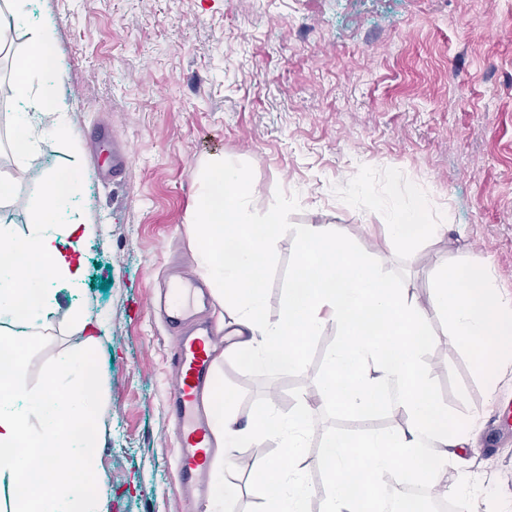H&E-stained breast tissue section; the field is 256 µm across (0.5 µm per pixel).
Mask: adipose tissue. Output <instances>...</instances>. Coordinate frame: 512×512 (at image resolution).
Returning a JSON list of instances; mask_svg holds the SVG:
<instances>
[{"label":"adipose tissue","mask_w":512,"mask_h":512,"mask_svg":"<svg viewBox=\"0 0 512 512\" xmlns=\"http://www.w3.org/2000/svg\"><path fill=\"white\" fill-rule=\"evenodd\" d=\"M55 36L50 22H40L29 54L18 60L16 172L0 176V202L17 193L41 137L67 129L60 103L44 93L61 78L48 58ZM35 72L43 76V90H35L30 80ZM81 193L73 173L51 172L26 234L0 226V312L17 328L13 338L0 339V485L12 488L14 512H100L105 491L94 407L101 374L93 344L58 362L45 386L27 388L21 374L20 351L53 308L51 284H74L82 276L77 245L89 226L63 221ZM254 193L247 169L233 159L213 157L199 172L194 257L229 319L227 352L245 358L250 368L274 371L299 366L301 338L333 327L340 340L329 356L331 376L317 404L303 396L287 414L270 397L258 413L239 416L232 393L214 378L210 403L225 473L236 467V449L280 439L287 461L267 457L256 468L265 489L259 512H307L309 488L301 474L310 460L303 446L314 432L315 406L368 415L392 405L406 417L399 430L326 437L313 460L327 478L326 512H364V502L389 475H411L442 495L452 488L466 493L464 481L449 485L448 468L472 424L450 417L432 395L421 364L430 341L428 318L447 322L449 341L470 350L473 372L493 393L512 366V301L491 276L443 262L433 271L430 305L422 307L335 229L289 226L284 204L256 212ZM382 206L391 239L407 242L442 230L391 199H383ZM287 234L298 259L281 316L272 322L264 310L268 265Z\"/></svg>","instance_id":"ef3b65f1"}]
</instances>
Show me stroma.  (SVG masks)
<instances>
[{"label":"stroma","instance_id":"stroma-1","mask_svg":"<svg viewBox=\"0 0 512 512\" xmlns=\"http://www.w3.org/2000/svg\"><path fill=\"white\" fill-rule=\"evenodd\" d=\"M29 10L0 56V174L14 170L11 62L37 17L56 28L69 134L40 141L21 191L0 205V225L26 233L47 174L66 169L84 185L73 216L92 233L78 246L83 279L57 283L58 305L22 375L42 386L59 359L82 350L73 310L102 321L106 512H185L167 363L176 336L153 303L170 266L197 274L191 215L212 157L248 169L256 211L286 201L289 223L335 227L421 301L441 262L492 272L512 293V0H31ZM101 130L133 152L122 182L97 170ZM389 195L444 232L410 244L386 238L375 201ZM296 257L292 236L281 238L265 288L270 320L282 313ZM430 328L421 362L433 394L450 416L477 422L458 464L474 493L447 502L452 512H485L489 498L512 494V374L489 396L447 323L434 316ZM337 341L331 327L304 339L292 370H248L220 347L214 366L238 414L258 412L271 393L287 412L329 378ZM313 419L311 458L326 433H358L356 415L341 408ZM277 450L273 440L238 449L230 480L239 493L224 512H258L252 464Z\"/></svg>","mask_w":512,"mask_h":512}]
</instances>
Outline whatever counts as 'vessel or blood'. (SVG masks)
Returning a JSON list of instances; mask_svg holds the SVG:
<instances>
[{
	"instance_id": "1",
	"label": "vessel or blood",
	"mask_w": 512,
	"mask_h": 512,
	"mask_svg": "<svg viewBox=\"0 0 512 512\" xmlns=\"http://www.w3.org/2000/svg\"><path fill=\"white\" fill-rule=\"evenodd\" d=\"M207 300L206 292L196 283L177 280L172 283L166 302L168 325L180 333L170 354V364L176 379L173 415L177 421L180 492L189 502L205 501L210 494L207 474L215 448L210 439V415L203 397L214 375L215 333L209 325L187 330L183 324L194 307Z\"/></svg>"
}]
</instances>
